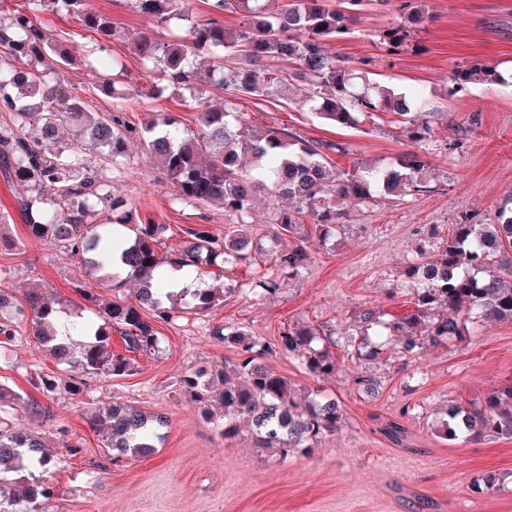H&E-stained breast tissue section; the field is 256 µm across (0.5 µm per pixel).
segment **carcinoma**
I'll return each mask as SVG.
<instances>
[{"label":"carcinoma","mask_w":512,"mask_h":512,"mask_svg":"<svg viewBox=\"0 0 512 512\" xmlns=\"http://www.w3.org/2000/svg\"><path fill=\"white\" fill-rule=\"evenodd\" d=\"M186 2L130 0L161 26L177 24L183 29V35L172 40L143 35L131 45V53L151 65L152 78L134 88L139 98L155 100L168 90L198 89L202 83L224 89L226 97L218 107L199 89L193 100L198 109L194 129L183 126L180 116L171 112H151L141 127L133 128L122 120L121 108L113 114L94 112L69 89L65 74L75 60L64 43L41 28L39 18L46 11L74 16L97 34L84 64L103 70L100 92L113 93L115 83L128 77L124 59L109 53L112 23L89 7L90 0H23L21 9L0 20V112L10 117L0 125V171L27 189L19 206L26 212L30 238L79 256L85 273L98 277L106 290L116 291L131 281L139 285L130 298L114 301L101 299L81 281L74 289L80 304L65 297L51 300L38 285L28 288L19 303L0 289V352L9 350L25 323L32 342L57 366L72 372L63 387L49 373L31 375L32 387L46 397L60 389L81 393L96 377L127 375L133 357L158 351L157 331L144 311L169 322L179 301L205 316L235 292L226 284L175 293L166 289L163 265L177 269L185 279H198L205 269L221 264H255L259 271L248 292L263 298L278 290L280 273L296 276L306 268V238L325 239L342 224L336 199L368 203L374 187L393 197L429 190L423 173L429 165L425 142L434 135L431 113L416 111L415 96L391 86L367 83L356 88L355 75L365 76L374 59L360 60L361 72L355 74L326 48L348 37L359 15L380 4L401 17L398 24L376 31L388 54L396 53L411 37L410 24L422 22L420 0H208L204 17L193 15ZM227 14L240 16L238 27L225 25ZM452 81L459 88L477 82L509 83L482 63L456 68ZM270 86L335 126L355 128L383 113L391 115L420 150L400 158L394 168L336 173L330 154L346 153L340 143L308 141L278 128L244 134L245 113L236 100L263 97ZM65 122L78 128L81 139L63 147L57 145L56 132ZM85 138L111 164L126 160L130 139H138L159 161L175 199L219 207L234 218L233 224L222 236L206 224L186 228L176 257L167 259L159 251L166 225L132 222L127 201L104 190L99 170L83 155ZM261 192L271 205V239L277 244L292 239L285 251L253 250L251 216ZM100 205L122 217L96 223ZM117 225L127 230L118 254L106 244L117 237ZM440 232L438 227L430 232L441 241L437 253L424 244L406 264L414 304L410 314L385 320L371 308L355 312L359 334L348 346L356 353L365 349L370 359L387 354L410 361L428 347L463 342L476 319L512 322V208L485 220L466 218L451 233ZM114 330L123 341L122 354L112 352ZM212 336L236 349L234 377L226 376L217 385L205 373L185 375L180 396L203 406L217 399L224 408L218 424L222 436L237 435L246 421L257 444L286 459L339 428L344 412L337 400L302 397L287 378L263 363L272 354L285 355L298 360L314 378L327 380L339 370L332 348L340 344L333 332L301 326L271 343L245 330L215 326ZM19 407L54 421L48 406L0 385V512H46L45 504L57 496L49 477L59 461L46 451L40 434L5 422ZM87 412L91 427L105 432L112 461L152 452L168 424L161 414L116 405L94 404ZM438 428L450 441L512 440V385L480 400L448 402ZM30 468L40 470L43 481L27 487L20 499L7 493L8 476Z\"/></svg>","instance_id":"carcinoma-1"}]
</instances>
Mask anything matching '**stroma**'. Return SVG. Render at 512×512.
Segmentation results:
<instances>
[{
    "instance_id": "35a3bbf8",
    "label": "stroma",
    "mask_w": 512,
    "mask_h": 512,
    "mask_svg": "<svg viewBox=\"0 0 512 512\" xmlns=\"http://www.w3.org/2000/svg\"><path fill=\"white\" fill-rule=\"evenodd\" d=\"M91 5L111 20V50L124 56L131 80L149 81L147 68L129 51L131 42L144 33L166 39L167 29L133 9L129 0H92ZM427 5L433 19L418 31L417 47L386 57L373 31L394 16L377 5L355 23L351 37L329 49L352 62L377 58L374 80L418 94L427 110L436 112L435 134L427 144L433 191L402 199L378 194L368 204L341 201L347 213L343 226L328 240L309 239L312 259L306 270L282 278L275 294L253 298L245 291L253 267H227L238 293L206 316L183 314L156 323L162 352L137 357L130 374L100 377L83 393L51 399V424L22 409L13 412L10 423L42 433L61 460L51 477L57 495L47 512H512V440L457 444L436 432L438 413L448 401L473 400L512 383L510 322H477L463 343L427 348L411 363L394 357L348 359L324 382L297 360L266 357L267 365L299 388L322 391L344 408L335 434L285 460L259 447L248 427L224 438L215 418L179 394L181 376L215 372L234 362V349L211 336L213 326H239L273 342L283 331L307 323L345 335L354 327L352 312L361 308L378 309L387 318L410 313L405 263L432 227L449 232L464 216L489 217L512 196V86L470 84L458 91L451 81L453 68L465 64L512 72V0H428ZM41 22L57 38L73 32L76 63L67 78L94 110L106 113L122 105L133 127L149 110L173 112L195 125L196 109L176 94L148 105L131 94L119 102L95 95L97 75L81 63L92 33L82 31L75 18L51 12ZM238 104L252 125L344 144L346 154L332 158L339 171L356 164L387 169L413 149L386 115L346 128L318 119L309 107L284 102L275 91ZM85 154L136 218L166 225L162 253H175L187 227L206 224L220 234L229 222L222 209L173 201L156 160L140 146H132L119 165L103 163L90 148ZM23 193L0 177V212L10 216L0 224V235L23 243L21 249L0 253V288L19 296L38 283L54 296L73 297L80 261L64 248L29 239L18 205ZM36 371L69 379L68 372L25 341L14 347L10 365L0 364V384L28 389ZM359 375L379 382L376 398L355 391ZM88 402L164 414L169 419L164 443L155 453L110 462L101 433L83 414ZM389 420L406 427L408 446L394 445L383 434ZM60 424L80 442L77 455L63 447L56 431ZM487 474L498 478V489L474 493L475 480Z\"/></svg>"
}]
</instances>
